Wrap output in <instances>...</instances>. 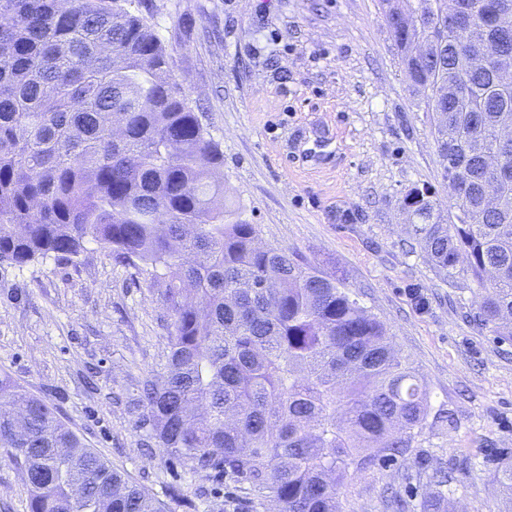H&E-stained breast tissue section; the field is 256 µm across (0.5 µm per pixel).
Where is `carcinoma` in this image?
<instances>
[{
  "instance_id": "obj_1",
  "label": "carcinoma",
  "mask_w": 512,
  "mask_h": 512,
  "mask_svg": "<svg viewBox=\"0 0 512 512\" xmlns=\"http://www.w3.org/2000/svg\"><path fill=\"white\" fill-rule=\"evenodd\" d=\"M435 5L439 46L412 63L411 4ZM134 0H0V265L77 255L88 239L165 280L164 371L141 382L139 426L169 458L237 474L279 512H343L353 466L411 446L430 411L423 378L385 326L295 251L257 246L224 204V152L201 123L172 56ZM488 26L512 0H474ZM405 77L436 113L442 178L466 172L449 221L414 186L410 227L443 275L466 257L485 288L477 319L512 339V178L489 171L493 124L512 114L496 82L512 42L451 46L448 0L384 11ZM478 114L461 149L448 131ZM0 448L23 470L29 512H166L83 444L41 398L0 378ZM456 464L432 478L451 486Z\"/></svg>"
}]
</instances>
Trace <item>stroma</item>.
Instances as JSON below:
<instances>
[{
	"mask_svg": "<svg viewBox=\"0 0 512 512\" xmlns=\"http://www.w3.org/2000/svg\"><path fill=\"white\" fill-rule=\"evenodd\" d=\"M224 151V199L262 244L339 279L423 377L431 408L403 455L350 471L345 512H408L457 459L452 512H512L495 458L512 462V340L470 322L483 288L459 261L441 276L406 227V192L448 201L425 111L385 26L382 0H136ZM163 279L87 241L75 257L0 265V375L57 409L87 447L169 512H271L230 474L169 460L135 423L142 379L163 367ZM0 512H28L21 469L0 457Z\"/></svg>",
	"mask_w": 512,
	"mask_h": 512,
	"instance_id": "1",
	"label": "stroma"
}]
</instances>
